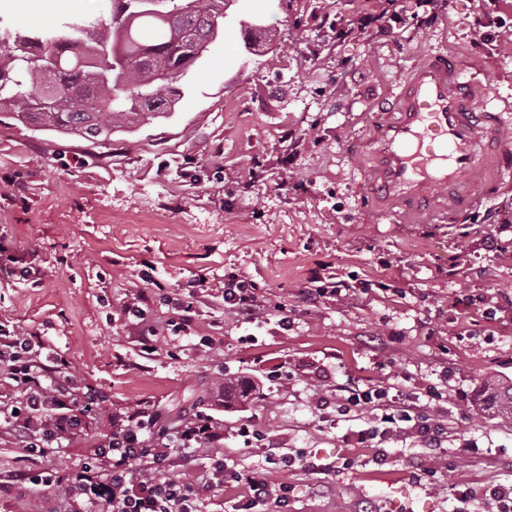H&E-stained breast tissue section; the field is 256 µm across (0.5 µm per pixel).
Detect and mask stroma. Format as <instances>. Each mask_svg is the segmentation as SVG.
<instances>
[{"mask_svg": "<svg viewBox=\"0 0 512 512\" xmlns=\"http://www.w3.org/2000/svg\"><path fill=\"white\" fill-rule=\"evenodd\" d=\"M387 0H226L224 30L192 72L175 112L146 115L91 144L35 130L0 115V325L54 344L82 388L100 394L70 446L44 456L0 436V473L52 475L80 468L109 416L135 403L158 409L175 428L206 404L220 373L254 381L260 396L232 398L213 415L241 470L265 468L294 488L281 512H452L458 484L477 498L512 479V419L483 410L479 389L512 380V306L484 317L463 299L512 292V230L497 246L461 236L455 224L373 222L358 206L364 182L345 150L372 110L388 105L419 57L447 46L477 63L493 102L508 100L512 136V50L496 55L477 16L512 22V0H437L436 15L414 26L395 20L359 39L329 40L333 23L357 22ZM257 20L254 51L240 24ZM463 264L449 272L448 258ZM355 275V296L316 307L305 300L310 272ZM243 273L269 302L288 304L291 330L270 323L242 342L222 300H198L189 342L212 349L172 356L139 351L122 305L158 287L151 320L166 328L167 297ZM389 386L391 395L441 393L447 432L434 457L414 437L371 442L358 463L326 476L266 465L268 453L304 450L323 462L348 451L342 441L366 428L320 422L313 402L335 382ZM262 431L248 442L242 428ZM471 449L468 457L456 456ZM437 464L435 482L417 468ZM37 487L0 495V512H65Z\"/></svg>", "mask_w": 512, "mask_h": 512, "instance_id": "35a3bbf8", "label": "stroma"}]
</instances>
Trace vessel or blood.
Here are the masks:
<instances>
[{
  "label": "vessel or blood",
  "mask_w": 512,
  "mask_h": 512,
  "mask_svg": "<svg viewBox=\"0 0 512 512\" xmlns=\"http://www.w3.org/2000/svg\"><path fill=\"white\" fill-rule=\"evenodd\" d=\"M349 140L363 163L364 198L382 220L454 224L482 193L512 181V142L487 85L456 53L438 49L414 63L394 94Z\"/></svg>",
  "instance_id": "1"
}]
</instances>
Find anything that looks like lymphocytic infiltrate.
Masks as SVG:
<instances>
[{
  "label": "lymphocytic infiltrate",
  "mask_w": 512,
  "mask_h": 512,
  "mask_svg": "<svg viewBox=\"0 0 512 512\" xmlns=\"http://www.w3.org/2000/svg\"><path fill=\"white\" fill-rule=\"evenodd\" d=\"M207 292L222 299L238 324L257 326L274 320L284 328L291 320L287 305L267 302L241 274H225L223 284L208 287ZM0 377L17 393L13 405L0 407V433L29 453L67 447L82 429L85 412L101 400L79 386L68 362L51 354L39 336L0 331ZM315 408L323 415L333 409L348 418L372 412L381 434L417 437L431 448L441 445V426L418 397L409 394L395 402L379 384L346 379L333 395L319 397ZM374 432L363 429L353 439L364 444ZM223 445L224 425L210 414L188 416L171 431L157 411L137 407L112 416L102 441L69 484H56L48 475L36 476L33 482L67 498L70 512H207L209 492L230 482L244 486L245 512L271 502L287 506L288 485L275 487L265 472L229 466L217 453ZM198 456L212 461L209 480L174 472L176 459Z\"/></svg>",
  "instance_id": "obj_1"
}]
</instances>
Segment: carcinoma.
Instances as JSON below:
<instances>
[{
    "mask_svg": "<svg viewBox=\"0 0 512 512\" xmlns=\"http://www.w3.org/2000/svg\"><path fill=\"white\" fill-rule=\"evenodd\" d=\"M225 0H164L166 17L132 18L138 0H108L94 16L53 30L0 17V112L99 144L180 101L182 78L204 60L224 28ZM498 413L512 417V384L490 387Z\"/></svg>",
    "mask_w": 512,
    "mask_h": 512,
    "instance_id": "carcinoma-1",
    "label": "carcinoma"
}]
</instances>
